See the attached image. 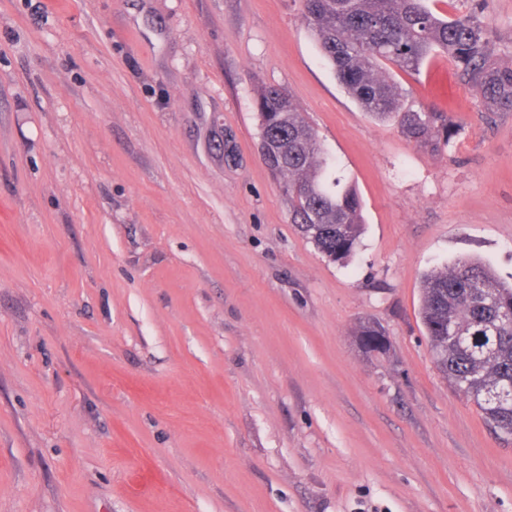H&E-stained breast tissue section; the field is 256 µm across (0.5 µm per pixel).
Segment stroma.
<instances>
[{
    "mask_svg": "<svg viewBox=\"0 0 512 512\" xmlns=\"http://www.w3.org/2000/svg\"><path fill=\"white\" fill-rule=\"evenodd\" d=\"M482 16L512 65V0ZM382 70L450 144L365 112L302 0H0V512H512L419 316L458 259L512 282V112L440 52ZM268 86L358 189L349 263L260 155Z\"/></svg>",
    "mask_w": 512,
    "mask_h": 512,
    "instance_id": "obj_1",
    "label": "stroma"
}]
</instances>
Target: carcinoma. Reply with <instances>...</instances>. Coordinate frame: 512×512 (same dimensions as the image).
Returning <instances> with one entry per match:
<instances>
[{
  "label": "carcinoma",
  "mask_w": 512,
  "mask_h": 512,
  "mask_svg": "<svg viewBox=\"0 0 512 512\" xmlns=\"http://www.w3.org/2000/svg\"><path fill=\"white\" fill-rule=\"evenodd\" d=\"M303 13L323 57L360 107L381 121H396L415 143L430 142L435 130L448 142L461 126L445 114L403 108L399 87L381 71L384 61L414 71L432 52H443L488 111L512 112V66L492 60L478 6L445 20L423 0H303ZM256 106L266 113L260 137L288 140L272 173L284 180L294 224L329 260L346 262L365 233L357 190L285 90L262 89ZM510 314L512 284L478 261L459 259L422 279L419 315L439 371L495 428L512 435ZM384 338L377 323L360 326L365 351Z\"/></svg>",
  "instance_id": "cac0c4a2"
}]
</instances>
